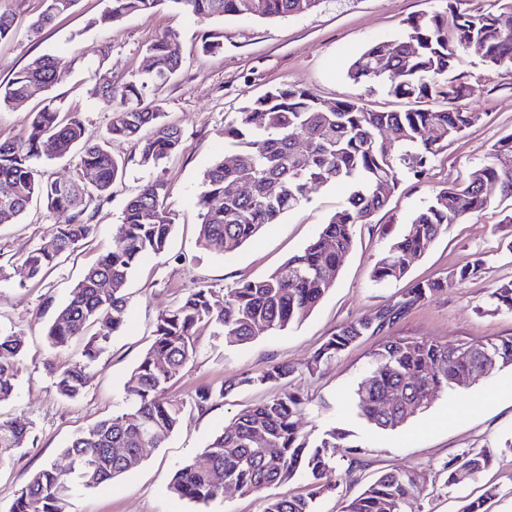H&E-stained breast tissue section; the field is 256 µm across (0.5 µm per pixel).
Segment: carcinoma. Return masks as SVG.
<instances>
[{"instance_id":"1","label":"carcinoma","mask_w":512,"mask_h":512,"mask_svg":"<svg viewBox=\"0 0 512 512\" xmlns=\"http://www.w3.org/2000/svg\"><path fill=\"white\" fill-rule=\"evenodd\" d=\"M169 2L201 19L225 16L288 17L316 8L321 0H107L95 23L109 26L129 15L147 14ZM77 0H45V8L29 28L39 31L57 16L74 9ZM471 50L500 75L512 76V5L498 13L456 16L448 35L438 13L421 14L408 22L405 34L376 42L357 56L348 70L355 84L378 82L389 93L406 98L447 96L458 100L468 93L455 74L458 51ZM186 50L175 33H165L148 47L154 70L119 86L102 78L92 93L112 112L103 142L84 141L78 115L51 103L33 113L26 135L0 141V224L14 223L32 200L52 211L69 212L68 221L53 225L48 239L12 266L24 283L42 276L73 252L94 232L87 214L91 203L110 198L122 176L124 162L108 144L134 141L139 163L158 167L178 153L183 134L166 120L159 99L145 102L180 70ZM57 62L49 56L33 59L0 83V105L28 99L51 88ZM482 119L462 109L429 112H374L355 98L334 102L296 88H277L252 100L224 130L234 160L220 159L206 170L198 204L202 210L198 242L209 253L224 256L242 247L268 224H277L289 211L308 200L314 187L341 185L344 205L323 225L318 237L300 253L264 277L239 283L228 292L208 286L190 289L158 316L153 341L132 371L125 387V407L76 434L64 448L69 469L49 464L34 472L14 498L9 512H65L69 474L86 489L110 482L136 467L177 430L185 406L166 396L167 386L197 355L201 331L208 328L230 347L255 337L281 333L304 319L334 288L342 262L353 247V228L383 209L396 191L399 173L426 174L432 159L448 140ZM78 153L79 166L94 180L47 176L35 160L64 158ZM163 180L147 182L126 203L115 225L112 245L88 267L57 309L46 341L53 348L83 342L81 360L55 377L58 394L75 399L85 390L92 366L108 350L112 335L126 322L125 287L142 259L165 252L173 228L166 210ZM512 198V134L501 138L490 160L473 170L467 181L440 190L402 225L372 270L376 283L399 281L411 263L423 256L448 225L483 211L498 198ZM103 281L111 290L100 288ZM443 282L427 281L406 293L407 299L382 307L372 318L347 322L336 329L307 361L313 374L336 355L365 336L392 326L404 309L436 295ZM491 298L512 309V282L501 284ZM491 347L492 358L483 374L512 366V336L471 343V352L421 338L388 341L372 356L371 367L355 391V415L372 427L393 431L420 411L428 396L476 383L481 351ZM24 338L0 330V403L13 398L20 372ZM293 370L275 364L240 385H265L288 377ZM224 389L201 387L190 407L206 410ZM305 401L285 391L249 407L224 426L204 450L206 463L179 468L170 492L207 506L224 498L233 485L243 494L304 476L306 496L266 499L264 512H316L315 503L339 480L336 449L345 434L331 427L316 439L300 434L297 422ZM26 437L24 425L0 419V465L7 463ZM263 438L260 445L257 438ZM493 461L489 450H469L444 464L448 486L478 477ZM419 493L414 472L381 474L353 498L345 512H412Z\"/></svg>"}]
</instances>
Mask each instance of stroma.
<instances>
[{"mask_svg": "<svg viewBox=\"0 0 512 512\" xmlns=\"http://www.w3.org/2000/svg\"><path fill=\"white\" fill-rule=\"evenodd\" d=\"M506 2L321 0L315 9L292 17L205 20L162 6L100 27L93 20L106 0H78L73 11L33 33L28 25L43 11L44 0H0V13H12L18 21L16 34L0 40V81L42 55L59 63L58 80L48 94L0 107V140L23 137L32 113L51 97L64 111L78 113L86 140L98 142L112 119L91 95L99 77L121 84L139 74L148 64L146 46L167 32L177 33L186 49L182 70L160 92L169 120L183 132L182 151L148 169L140 165L134 143L112 142L113 155L125 162L124 173L111 198L97 209L93 235L42 278L24 283L0 278V328L21 332L26 340L16 394L0 405V417L20 421L28 430L22 447L0 466V512H8L18 491L42 466L67 468L62 452L72 437L121 408L124 386L150 346L162 310L192 287L228 290L265 276L302 251L343 205L342 187L317 188L309 202L290 211L281 223L262 228L234 253L218 256L200 248L198 196L205 170L226 155L225 126L249 101L283 87L306 89L329 101L353 96L376 112L461 108L482 113L483 118L449 141L433 158L425 177L401 174L387 206L367 223L356 225L353 247L335 287L304 320L286 332L234 348L202 333L195 360L171 382L167 395L187 402L198 388L210 385L225 387L224 397L206 411L186 413L180 428L132 472L93 490L72 483L66 512H197V504L170 493L174 471L202 462L204 448L240 411L285 388L300 392L306 401L298 422L302 435L313 439L333 426L347 432L336 460L340 469H353L354 474L321 497L316 512H344L378 475L394 469L410 470L419 477L414 512H459L466 501L482 496L489 487L497 488L498 494L487 501L484 512H512L511 366L494 370L468 388L437 394L397 431L373 430L352 411L354 391L380 344L404 337L455 344L512 336V310L495 308L490 300L493 289L512 281L510 198L495 200L481 213L449 225L411 264L404 279L386 284L371 279L375 262L401 225L439 190L467 180L488 161L497 141L512 133V77L497 75L476 54L465 52L459 70L471 88L469 96L456 102L443 98L418 102L391 95L377 84L353 85L347 76L350 64L365 48L399 38L408 21L420 13L496 11ZM206 36L223 42V53L198 52ZM156 178L167 185L166 208L173 218L168 248L134 270L127 283L126 325L114 333L109 350L92 368L84 393L65 399L57 393L54 378L79 361L81 348L76 344L51 348L46 330L85 269L111 244L113 227L120 223L127 200ZM67 219V213L49 211L36 202L17 223L0 224V268L10 269L45 240L52 225ZM478 258L483 261L482 271L459 278V270ZM439 279L445 281V288L415 303L393 326L362 338L318 372L304 373L305 363L338 326L374 316L383 306L402 300L414 284ZM275 363L295 369L283 384L238 386L239 378ZM471 448L492 449V466L476 479L447 488L445 462ZM307 491V480L298 476L264 493L227 492L210 504L209 512H263L267 497H296Z\"/></svg>", "mask_w": 512, "mask_h": 512, "instance_id": "1", "label": "stroma"}]
</instances>
